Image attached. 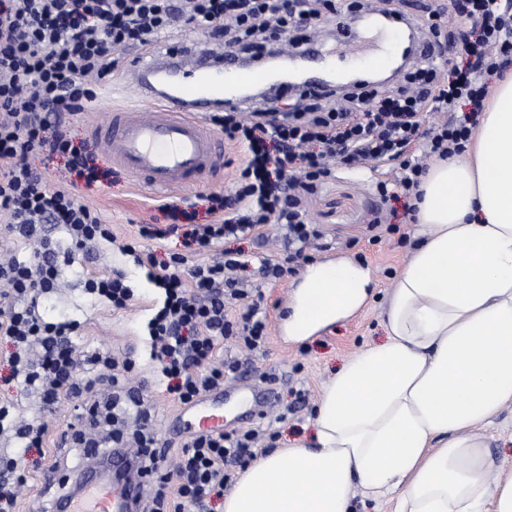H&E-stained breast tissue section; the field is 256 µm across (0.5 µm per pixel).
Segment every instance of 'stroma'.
<instances>
[{
    "instance_id": "obj_1",
    "label": "stroma",
    "mask_w": 512,
    "mask_h": 512,
    "mask_svg": "<svg viewBox=\"0 0 512 512\" xmlns=\"http://www.w3.org/2000/svg\"><path fill=\"white\" fill-rule=\"evenodd\" d=\"M309 36L327 38L337 55L333 68L339 72L368 71L372 65L368 56L349 57L351 47L360 40L370 39L368 28L356 24L341 32L322 23L314 24ZM133 51L116 53L112 73L98 80L95 99L85 111L68 116L62 130L74 141L86 142L103 172L101 182L85 187L70 174L62 159L41 162L46 181L54 189L74 190L77 199L97 210L105 223L111 224L119 243H136L140 225L152 223L159 215L161 198L141 188L136 178L113 161L95 134L96 126L110 120L114 110L144 112L136 87L125 82L123 72ZM246 157L244 148L234 142L224 144V158L209 181L201 189H186V196L195 192L231 190ZM387 216L389 223L398 225L395 233L381 232L371 240L368 228L375 214ZM307 217L324 234L328 249L314 252V263L350 258L368 267L373 274L372 295L368 302L348 320L334 324L320 334L302 342L288 340L277 324L291 304L299 275H291L273 286L264 285L259 273V260L273 249L281 236L277 225H270L259 240H229L225 249L237 252L244 265L242 274L251 285L260 287L270 324L269 335L262 351L254 353L241 368L242 379L268 389L271 401L259 418L241 421V428L254 427L260 433L275 434V445L291 448L309 444L314 434L312 418L321 387L328 377L343 364L358 355L370 343L384 337L382 314L390 289L407 264L415 244L416 226L403 202L382 201L368 176L360 172L337 169L318 191L309 198ZM118 270L124 273L135 291L133 305L124 310L112 309L87 294L84 281L93 274ZM62 288L40 301L39 315L48 322L73 320L78 324L71 340L77 350L89 355L109 350L119 358L135 363V381L145 382L143 398L150 410L158 446L168 454H176L188 436L182 407L160 381L156 367L150 362L145 343V323L150 307L159 294L158 288L146 278V270L132 255L118 246H103L89 255H75L71 263L62 265ZM13 399L17 415L26 421L45 423L49 443L44 453L21 452L10 442L0 443V453L16 459L18 473L27 477L18 500L17 512H51L53 491L47 490L40 477L31 473L32 462L42 459L44 465H56L55 477H71L83 463L82 449L72 447L66 435L76 412L66 400L47 408L38 396L29 395L17 387L0 385V397Z\"/></svg>"
}]
</instances>
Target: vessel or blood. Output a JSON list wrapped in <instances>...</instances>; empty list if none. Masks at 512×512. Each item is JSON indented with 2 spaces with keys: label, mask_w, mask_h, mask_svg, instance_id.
<instances>
[{
  "label": "vessel or blood",
  "mask_w": 512,
  "mask_h": 512,
  "mask_svg": "<svg viewBox=\"0 0 512 512\" xmlns=\"http://www.w3.org/2000/svg\"><path fill=\"white\" fill-rule=\"evenodd\" d=\"M393 34L387 50L374 54V66L389 68L402 43L405 21L391 19ZM126 81L136 84L143 99L156 101L147 115L113 113L107 126L95 132L109 153L154 195L207 182L224 157V139L208 128L205 117L219 106L245 107L254 103L248 87L275 85L278 93L292 90L291 82L274 81L265 70L243 67L236 60L205 47L156 52L133 58ZM252 388L237 381L223 392L202 396L190 408L191 428L219 429L224 425V398ZM134 495L131 486L113 481L110 472L84 483L63 499L62 512H128Z\"/></svg>",
  "instance_id": "1"
}]
</instances>
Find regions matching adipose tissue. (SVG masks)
<instances>
[{
    "mask_svg": "<svg viewBox=\"0 0 512 512\" xmlns=\"http://www.w3.org/2000/svg\"><path fill=\"white\" fill-rule=\"evenodd\" d=\"M419 241L388 297L385 336L323 386L311 446L259 458L224 512H512L488 428L512 407V78L466 151L429 167ZM368 269L307 268L284 323L303 340L362 308Z\"/></svg>",
    "mask_w": 512,
    "mask_h": 512,
    "instance_id": "adipose-tissue-1",
    "label": "adipose tissue"
}]
</instances>
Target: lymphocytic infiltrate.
Returning <instances> with one entry per match:
<instances>
[{
	"instance_id": "f902f5d3",
	"label": "lymphocytic infiltrate",
	"mask_w": 512,
	"mask_h": 512,
	"mask_svg": "<svg viewBox=\"0 0 512 512\" xmlns=\"http://www.w3.org/2000/svg\"><path fill=\"white\" fill-rule=\"evenodd\" d=\"M462 12L476 35L464 47L468 63L454 67L447 81L421 61L390 85L298 91L284 112L266 103L209 113L225 138L247 150L232 190L207 196L209 222H199L196 203L183 199L160 205L163 225L138 229L145 243L183 232L202 262L189 264L179 253L160 261L146 247L135 256L164 292L147 323L149 356L180 405L238 376L239 361L219 360L221 342L229 339L252 352L268 336L263 295L241 276L237 257L230 251L219 260L210 257L224 239H260L269 225H281L286 257L260 262L264 281L278 282L294 273L295 263L308 260L323 237L304 205L332 176L333 161L359 169L397 163L394 178L378 181L375 189L384 199L397 189L411 197L426 172L425 159L463 150L480 121L487 78L512 67V18L502 16L500 0H465ZM336 13L335 0H0V250L9 252L19 241L34 245L28 260L10 256L0 262V337L14 347L8 382H20L48 406L70 398L81 422L101 415L114 422L143 406L139 387L130 383L132 361L116 360L107 350L80 354L70 340L74 323H46L36 312L39 298L55 292L60 279L57 243L46 225L59 228L71 256L117 242L96 210L72 192L52 189L37 167L39 155L58 154L85 186L98 182L90 153L59 128L65 115L93 101L92 80L111 74L113 54L150 48L176 28H201L226 52L251 55L263 49L271 30L291 31L298 17L329 21ZM438 112L454 118L432 121ZM85 286L115 310L128 308L134 298L118 271L90 277ZM85 365L95 376H79ZM2 435L39 451L48 442L47 427L19 423L5 399ZM104 441L135 448L141 474L156 475L163 484L150 512H186L190 506L205 512L261 447L254 429L193 433L166 472L165 453L155 449L147 426L113 430Z\"/></svg>"
}]
</instances>
